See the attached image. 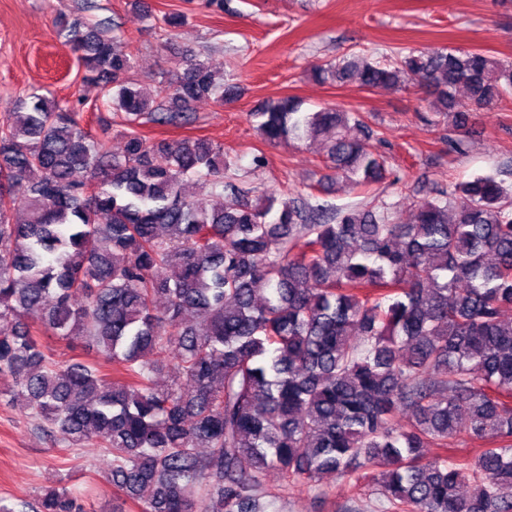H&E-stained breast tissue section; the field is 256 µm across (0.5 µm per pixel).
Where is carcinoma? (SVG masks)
Returning <instances> with one entry per match:
<instances>
[{"label":"carcinoma","instance_id":"carcinoma-1","mask_svg":"<svg viewBox=\"0 0 512 512\" xmlns=\"http://www.w3.org/2000/svg\"><path fill=\"white\" fill-rule=\"evenodd\" d=\"M65 37L129 131L114 153L36 90L0 113V393L51 443L109 449L112 484L139 512H266L270 470L320 497L326 475L367 480L381 512H512V184H450L412 224L312 193L254 201L224 180L223 148L136 131L224 102V66L187 49L153 96L108 30L74 23ZM314 74L424 90L453 152L474 112L512 95V61L478 49L354 55ZM251 117L270 144L336 130L325 166L355 188L387 177L358 112L284 97ZM187 178L230 202L186 198ZM42 332L95 348L112 380L45 354ZM168 357L177 376L162 386ZM462 433L487 447L448 456ZM0 512L85 507L52 486Z\"/></svg>","mask_w":512,"mask_h":512}]
</instances>
